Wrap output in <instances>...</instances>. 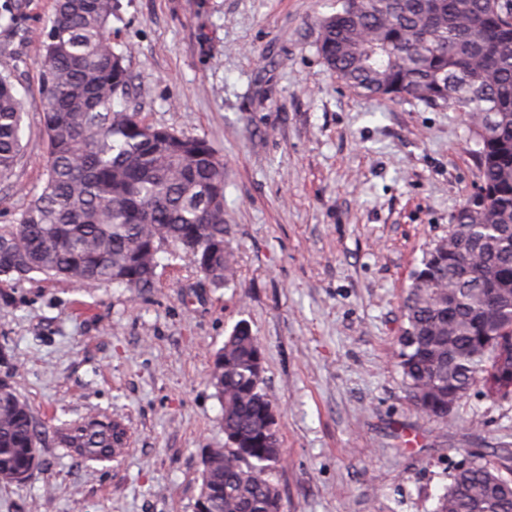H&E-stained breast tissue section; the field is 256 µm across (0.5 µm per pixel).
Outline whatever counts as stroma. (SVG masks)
Instances as JSON below:
<instances>
[{
  "instance_id": "35a3bbf8",
  "label": "stroma",
  "mask_w": 512,
  "mask_h": 512,
  "mask_svg": "<svg viewBox=\"0 0 512 512\" xmlns=\"http://www.w3.org/2000/svg\"><path fill=\"white\" fill-rule=\"evenodd\" d=\"M0 30V70L25 107L0 225L43 184L39 33L53 0ZM336 0H120L117 107L206 138L227 170L233 283L205 282L171 246L156 284L90 288L0 277V377L42 432L39 464L0 485V512H194L206 454L224 445L215 353L241 322L265 353L284 456L283 512H432L472 449L512 451V401L480 387L450 421L416 413L397 365L403 300L448 236L477 169L459 113L357 96L318 50ZM96 412L128 425L112 460L77 459L55 431Z\"/></svg>"
}]
</instances>
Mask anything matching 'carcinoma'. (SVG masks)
<instances>
[{
	"label": "carcinoma",
	"mask_w": 512,
	"mask_h": 512,
	"mask_svg": "<svg viewBox=\"0 0 512 512\" xmlns=\"http://www.w3.org/2000/svg\"><path fill=\"white\" fill-rule=\"evenodd\" d=\"M318 21V49L359 96L460 113L478 169L477 192L458 205L448 238L411 276L397 363L412 407L448 421L475 384L490 400L512 388V0H336ZM117 0H54L41 34V192L0 225V277L31 273L147 290L165 244L214 285L234 279L224 236V163L203 137L114 108L127 94L126 52L112 45ZM23 101L0 71V182L22 153ZM264 350L244 324L224 340L211 384L224 406V447L204 459L206 512H282L272 473L283 448L264 390ZM41 431L31 406L0 378V484L38 466ZM86 461L128 443L99 414L56 430ZM433 512H512V453L475 459L452 475Z\"/></svg>",
	"instance_id": "1"
}]
</instances>
